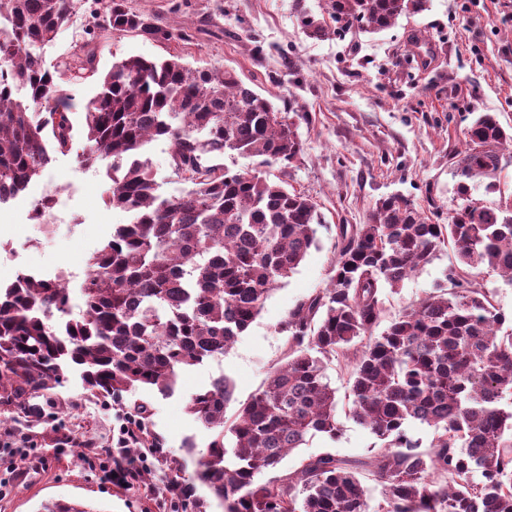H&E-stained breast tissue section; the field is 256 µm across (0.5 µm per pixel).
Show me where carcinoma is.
I'll return each instance as SVG.
<instances>
[{"label": "carcinoma", "mask_w": 512, "mask_h": 512, "mask_svg": "<svg viewBox=\"0 0 512 512\" xmlns=\"http://www.w3.org/2000/svg\"><path fill=\"white\" fill-rule=\"evenodd\" d=\"M427 0H325L302 18L308 35L351 28L380 33ZM82 11L89 40L112 31L181 39L125 0H0V204L20 196L75 137L72 98L60 82L96 73L92 54L47 65L52 45ZM293 109L284 112L233 69L191 68L182 57L112 64L81 116L78 154L90 168L112 160L105 203L130 214L88 261L83 308L68 283L18 272L0 283V411L41 414L32 399L76 369L93 397L174 392L178 371L224 355L274 287L317 246L323 226L303 193L262 168L292 167L304 153ZM172 146L177 175L192 183L167 197L142 152ZM512 146L497 117L480 114L451 154L462 203L436 224L403 195L379 198L364 224L336 225L328 287L300 302L280 330L288 356L232 417L221 375L187 411L211 439L193 480L222 512H512V325L484 288V270L512 284V210L471 205V182L489 179ZM258 158V167L207 165L208 156ZM452 248L456 264L432 291L380 333L384 291ZM352 361L349 416L381 441L365 460L330 453L301 459L266 481L306 438H338L331 360ZM148 403L129 419L139 445ZM431 428L428 451L410 426ZM381 485L370 504L361 474Z\"/></svg>", "instance_id": "1"}]
</instances>
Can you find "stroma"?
<instances>
[{
	"label": "stroma",
	"mask_w": 512,
	"mask_h": 512,
	"mask_svg": "<svg viewBox=\"0 0 512 512\" xmlns=\"http://www.w3.org/2000/svg\"><path fill=\"white\" fill-rule=\"evenodd\" d=\"M503 0H429L425 11L400 17L392 28L339 38L306 35L303 13L320 14L324 0H127L129 9L153 16L166 28L184 27L189 41H158L136 32H112L103 43H87L88 16L79 14L46 50L48 64L69 59L80 47L96 56L100 73L131 57L166 58L177 54L192 67L235 69L243 81L276 106L293 107L304 154L287 170L270 167L289 187L307 195L324 225L297 270L279 283L260 314L224 356L179 374L173 395L153 391L139 397L151 406L147 428L160 444L149 455L139 483L124 489L104 472V457L88 458L84 441L109 448L116 443L127 411L120 401L90 397L79 372L57 390L65 400L54 419L22 418L0 422V512H38L47 501H65L89 512H184L183 499L166 487L175 470L192 474L195 457L204 453L210 433L186 410L190 396L224 375L234 384L226 408L234 414L264 385L287 353L281 323L301 301L326 288L336 258V227L362 224L377 199L399 193L415 200L434 222L447 223L456 208L459 178L450 158L473 114L490 112L512 130V18ZM422 34L426 55L413 52L411 33ZM84 146L56 153L46 173L26 194L0 206V282L17 271L50 279L70 274L74 305H81L80 285L89 257L111 238L127 212L104 202L111 183L109 161L80 166ZM149 160L161 191L177 196L188 188L173 172L171 146L157 140ZM67 188L65 222L43 234L30 219L34 201L47 186ZM455 260L441 252L399 288L385 293L382 323H389L416 303ZM343 425L336 440L317 435L292 451L281 470L300 458L329 452L342 460L363 459L379 441L346 413L348 369H327ZM195 442L187 453V442Z\"/></svg>",
	"instance_id": "obj_1"
}]
</instances>
